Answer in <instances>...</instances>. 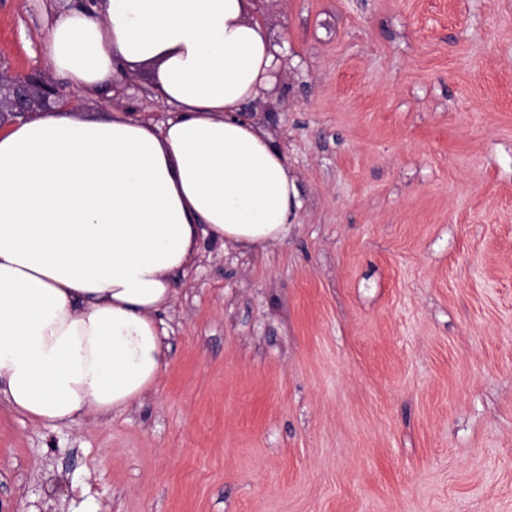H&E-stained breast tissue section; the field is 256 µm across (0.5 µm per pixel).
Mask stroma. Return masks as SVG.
<instances>
[{
  "label": "stroma",
  "instance_id": "obj_1",
  "mask_svg": "<svg viewBox=\"0 0 512 512\" xmlns=\"http://www.w3.org/2000/svg\"><path fill=\"white\" fill-rule=\"evenodd\" d=\"M0 0V67L49 76ZM279 73L245 112L299 205L199 243L166 365L110 417L0 406V512H512V0H250ZM153 68L84 118L162 125Z\"/></svg>",
  "mask_w": 512,
  "mask_h": 512
}]
</instances>
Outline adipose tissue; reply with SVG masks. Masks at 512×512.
<instances>
[{"mask_svg":"<svg viewBox=\"0 0 512 512\" xmlns=\"http://www.w3.org/2000/svg\"><path fill=\"white\" fill-rule=\"evenodd\" d=\"M247 0H73L44 27L47 66L98 97L153 67L164 128L58 105L0 133V402L35 423L138 402L164 365L170 307L200 235L284 242L297 192L241 111L272 80Z\"/></svg>","mask_w":512,"mask_h":512,"instance_id":"obj_1","label":"adipose tissue"}]
</instances>
